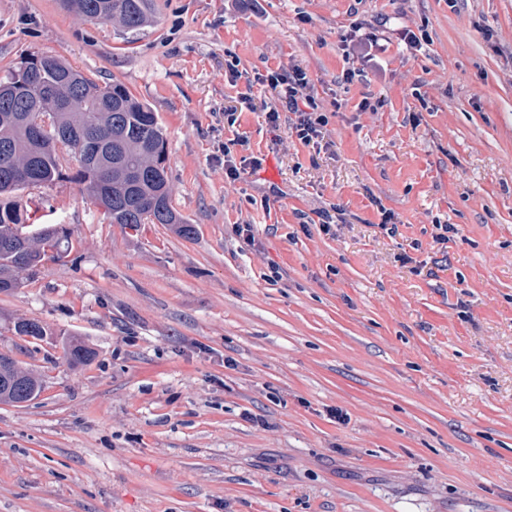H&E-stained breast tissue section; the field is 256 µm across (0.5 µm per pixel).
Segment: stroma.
<instances>
[{
  "instance_id": "1",
  "label": "stroma",
  "mask_w": 512,
  "mask_h": 512,
  "mask_svg": "<svg viewBox=\"0 0 512 512\" xmlns=\"http://www.w3.org/2000/svg\"><path fill=\"white\" fill-rule=\"evenodd\" d=\"M148 4L129 32L0 0V74L51 54L125 85L196 228L107 223L67 177L21 191L70 240L0 293V353L43 381L0 403V512H512V0ZM361 21L383 75L346 83ZM403 26L427 30L421 51ZM292 65L322 148L265 119L257 79ZM228 153L263 167L229 180ZM24 320L48 335H17ZM73 341L91 362L70 363Z\"/></svg>"
}]
</instances>
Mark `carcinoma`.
<instances>
[{
	"label": "carcinoma",
	"instance_id": "obj_1",
	"mask_svg": "<svg viewBox=\"0 0 512 512\" xmlns=\"http://www.w3.org/2000/svg\"><path fill=\"white\" fill-rule=\"evenodd\" d=\"M146 0H63L64 6L89 22H116L137 31L147 22ZM40 104L51 118V129L70 136L72 144L56 146L48 136L39 143L22 119L33 121L31 109ZM96 136L98 164L85 162L76 150L79 140ZM76 162L73 179L103 209L111 224H171L190 238L193 225L172 204L165 172L164 133L155 113L123 84H100L54 55L22 62L0 79V293L21 287L19 273H33L46 257L62 253L68 232L62 224H44L25 238L27 204L18 192L50 187L62 175V161ZM19 336L39 338L47 328L38 321H21ZM86 345L70 346L73 364L89 361ZM42 391V383L16 360L0 354V403H26Z\"/></svg>",
	"mask_w": 512,
	"mask_h": 512
}]
</instances>
